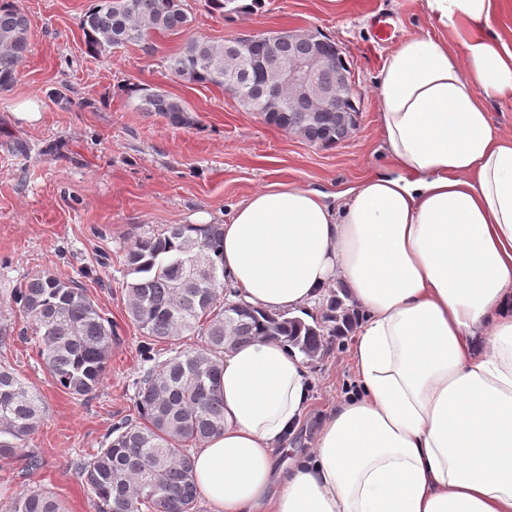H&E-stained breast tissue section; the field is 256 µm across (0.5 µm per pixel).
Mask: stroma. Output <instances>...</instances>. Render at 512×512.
I'll return each mask as SVG.
<instances>
[{"label": "stroma", "instance_id": "obj_1", "mask_svg": "<svg viewBox=\"0 0 512 512\" xmlns=\"http://www.w3.org/2000/svg\"><path fill=\"white\" fill-rule=\"evenodd\" d=\"M31 26V48L14 85L0 92V367L16 373L44 403L43 420L24 458H0V503L40 487L67 512H96L76 474V458L100 448L113 425L137 418L135 383L149 361L172 347L201 346L200 336L154 343L143 358L142 330L128 315L125 253L134 235L188 224L200 213L225 223L235 207L274 182L317 189L335 201L365 175L392 168L380 137L375 86L392 44L378 43L370 17L397 22L399 37L433 33L424 0H265L256 13L218 16L205 0H186L189 33L225 40L272 30L310 29L343 50L357 86L360 115L332 148L265 122L223 88L174 77L164 59L183 35L156 34L99 57L80 27L93 0H16ZM183 100L197 123L176 128L141 112L131 86ZM36 104L39 120L18 117ZM42 271L76 281L112 320L115 337L102 383L77 399L54 384L15 288ZM353 334L329 336L306 359L310 413L276 450L280 462L309 452L319 416L355 387Z\"/></svg>", "mask_w": 512, "mask_h": 512}]
</instances>
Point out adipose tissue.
Segmentation results:
<instances>
[{"label": "adipose tissue", "mask_w": 512, "mask_h": 512, "mask_svg": "<svg viewBox=\"0 0 512 512\" xmlns=\"http://www.w3.org/2000/svg\"><path fill=\"white\" fill-rule=\"evenodd\" d=\"M438 36H406L376 89L396 171L341 192L275 182L224 225L239 299L308 319L343 281L362 314L356 387L319 419L312 451L276 448L309 409L287 342L224 352V428L192 455L209 512H512V0H424ZM487 109L493 124L502 132L512 135V104L491 102Z\"/></svg>", "instance_id": "obj_1"}]
</instances>
